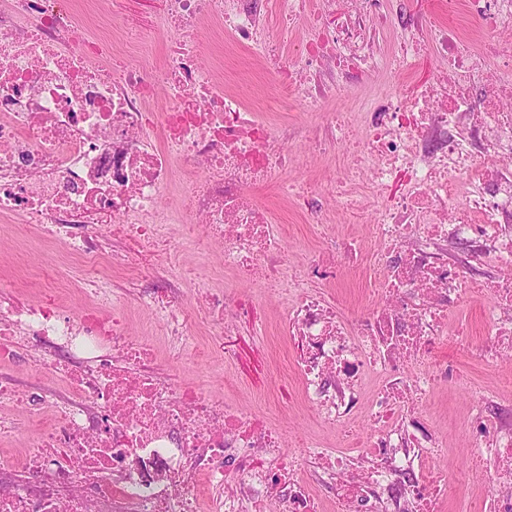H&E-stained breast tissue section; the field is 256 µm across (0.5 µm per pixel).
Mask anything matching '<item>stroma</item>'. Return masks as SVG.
<instances>
[{
  "label": "stroma",
  "instance_id": "35a3bbf8",
  "mask_svg": "<svg viewBox=\"0 0 512 512\" xmlns=\"http://www.w3.org/2000/svg\"><path fill=\"white\" fill-rule=\"evenodd\" d=\"M444 12L441 0H388L369 21L379 52L390 51L405 30L421 33L425 20ZM201 37L207 61L221 64L225 84L241 94L254 113H261V103L273 95L276 80L263 72L256 56L239 50L218 24H210ZM444 67L441 58L427 49L407 74L385 73L377 78L355 74L350 79L352 95L354 100H362L378 86L403 92L431 82ZM251 195L268 207L273 224L281 231L282 245L298 270H307L311 256L326 245L356 244L358 257L353 264L342 266L335 278L317 279L313 285L352 318L379 305L368 262L374 244L365 225L347 223L334 205L325 207L322 223L308 222L271 188L252 189ZM188 232V225H167L162 246L184 282L218 289L228 296L237 311L231 332L219 333L200 318L189 324L180 344H171L163 314L139 305L141 295L165 286L169 275L150 252L124 237L112 238L109 249L125 255V262L102 266L103 310L126 317L132 330L148 336L154 349L153 368L172 385L196 388L223 398L244 414L269 419L281 429L286 442L306 434L335 446V437L321 432L314 413L300 402L301 386L292 366L290 345L279 329L280 317L288 307L289 285L272 288L261 281L238 280L224 270L216 249L198 252L188 241ZM48 290L54 291L56 304L65 314L80 313L89 301L81 262L69 256L64 243L48 242L41 225L26 223L20 215L0 220V292L22 303H36ZM489 304L485 296L464 295L448 315V328L464 330L467 341L462 344L451 338L440 342L436 351L438 358L464 373L462 382L450 380L439 385L426 408L444 442L436 464L447 471L452 485L442 512H459L461 504L488 491L487 486L462 481L465 473L480 465L466 429L472 387L481 388L493 411L505 414L512 410V392L504 385L512 378V357L488 363L479 356L488 336L483 313ZM0 380L16 388L13 397L0 398V419L16 425L11 436L0 438V471L6 472L23 455L28 440L54 423L49 409L39 418H30L32 397L63 388L64 382L43 369L26 348L12 361L0 363Z\"/></svg>",
  "mask_w": 512,
  "mask_h": 512
}]
</instances>
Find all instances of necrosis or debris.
<instances>
[{"label": "necrosis or debris", "instance_id": "obj_1", "mask_svg": "<svg viewBox=\"0 0 512 512\" xmlns=\"http://www.w3.org/2000/svg\"><path fill=\"white\" fill-rule=\"evenodd\" d=\"M378 2L346 0L337 25L311 0H280L272 28L268 0H167L164 24L175 38L148 68L118 59L107 36L49 0H10L0 12V215L22 213L90 261L107 249L105 227L152 246L166 225L194 224L236 277L287 281L281 238L249 190L287 172L295 136L256 120L206 67L195 33L214 19L268 73H287L269 111L293 101L325 113L315 148L345 150L348 161L326 181L284 184V196L316 223V198L339 200L352 216L372 204L370 263L383 299L350 324L324 296L300 289L280 321L302 402L321 424L345 448L348 419L363 412L371 421L351 455L309 440L288 451L277 428L174 388L149 371V341L99 307L70 318L48 301L0 297V363L30 336L44 345L41 366L71 370L67 397L52 404L55 426L0 478V512H199L205 495L210 512H323V499L297 474L309 455L333 479L338 512H440L448 489L435 465L440 436L419 408L448 375L433 349L463 294L491 301L484 358L512 352V234L501 230L512 216V169L501 164L512 157V38L486 47L498 75L477 100L472 89L483 73L473 39L430 21L445 71L409 93L374 96L355 140L350 113L326 109L350 93L338 75L355 66L406 73L422 51L411 35L379 55L365 13ZM301 19L309 33L293 50L303 60L295 67L283 45ZM162 88L170 95L159 111ZM156 129L162 153L151 139ZM178 166L193 176L163 204ZM452 196L462 203L453 219ZM473 239L506 274L478 282L431 250ZM467 428L488 459L471 478L493 491L466 512H512V420L478 400ZM231 469L237 482L227 480Z\"/></svg>", "mask_w": 512, "mask_h": 512}]
</instances>
